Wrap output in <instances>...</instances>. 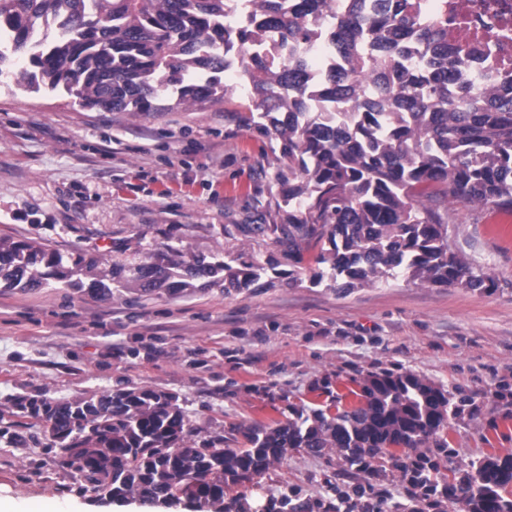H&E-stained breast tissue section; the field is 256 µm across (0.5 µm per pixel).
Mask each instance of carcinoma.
<instances>
[{
  "instance_id": "1",
  "label": "carcinoma",
  "mask_w": 512,
  "mask_h": 512,
  "mask_svg": "<svg viewBox=\"0 0 512 512\" xmlns=\"http://www.w3.org/2000/svg\"><path fill=\"white\" fill-rule=\"evenodd\" d=\"M248 16L225 24L227 0H0V87L61 92L88 109L167 112L224 99L225 75L247 86L255 132L275 143L276 179L288 207L283 224H245L288 239L302 261L331 270L350 290L403 275L435 286L483 292L448 245V205L461 201L512 212V74L487 88L465 82L463 51L448 46V0H250ZM336 25L324 31L322 16ZM329 36L332 66L321 77L296 55ZM163 263L105 268L97 257L71 264L41 244L0 243V288H67L112 297L224 286L240 292L266 268L242 252L224 258L168 248ZM301 421L243 428V448L190 440L194 429L174 394L145 388L54 402L31 396L18 408L42 420L62 464L109 500L184 504L193 512H252L225 488L243 485L288 450L333 448L349 470L386 456L417 483L439 462L417 451L464 411L413 374L383 372ZM444 488L462 512H512V456L485 455L469 470L448 467ZM263 512H302L288 496Z\"/></svg>"
}]
</instances>
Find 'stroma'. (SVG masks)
<instances>
[{"instance_id": "stroma-1", "label": "stroma", "mask_w": 512, "mask_h": 512, "mask_svg": "<svg viewBox=\"0 0 512 512\" xmlns=\"http://www.w3.org/2000/svg\"><path fill=\"white\" fill-rule=\"evenodd\" d=\"M251 108L241 86L219 103L138 114L0 88V240L110 265L149 263L170 246L242 251L278 272L239 294L215 286L100 300L56 282L0 290V498L25 512H141L136 501L101 503L62 465L42 421L15 405L131 386L177 394L200 437L235 448L236 426L294 418L375 373H412L479 406L450 418L446 447L432 441L424 454L462 468L512 454V214L448 207L450 248L494 280L481 293L403 277L341 292L316 282L321 267L310 259L289 285L287 245L240 230L285 217L277 161ZM411 491L391 466L357 474L327 449L288 452L226 494L256 506L285 494L307 512H365L374 496L381 512H414Z\"/></svg>"}]
</instances>
